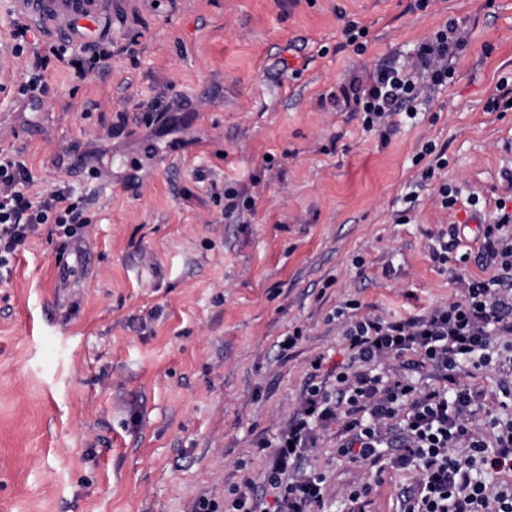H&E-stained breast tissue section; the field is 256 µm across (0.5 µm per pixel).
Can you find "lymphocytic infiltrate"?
<instances>
[{"label":"lymphocytic infiltrate","mask_w":512,"mask_h":512,"mask_svg":"<svg viewBox=\"0 0 512 512\" xmlns=\"http://www.w3.org/2000/svg\"><path fill=\"white\" fill-rule=\"evenodd\" d=\"M29 31L15 25L9 52L17 60L32 56L17 93L33 106L48 92L51 62L79 80L112 64L107 46L76 54L53 45L37 49ZM466 42L458 24L446 22L414 56L354 78L335 99L362 113L365 130L390 134L393 117L412 111L425 87L452 82V61ZM89 224L83 198L36 188L21 156L0 151V275L41 228L64 252L84 241ZM480 258L496 266L491 280L457 277L455 299L422 314L355 320L344 331L347 362L330 366L317 356L295 413L259 444L268 454L261 487L244 482L227 512H320L326 477L303 463L319 431L331 426L338 457L380 472H416L400 512H512V419L482 434L475 420L484 393L464 379L466 366L489 365L496 337L512 335V211L485 225Z\"/></svg>","instance_id":"obj_1"}]
</instances>
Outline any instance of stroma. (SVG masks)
Returning <instances> with one entry per match:
<instances>
[{
	"mask_svg": "<svg viewBox=\"0 0 512 512\" xmlns=\"http://www.w3.org/2000/svg\"><path fill=\"white\" fill-rule=\"evenodd\" d=\"M81 7L112 40L110 70L81 81L55 64L37 112L18 71L0 73V150L20 153L37 187L85 198L90 220L70 288H56L45 232L0 280V512L220 508L260 482L256 445L292 414L310 360L346 362L348 319L405 318L453 300L455 276L492 277L477 254L512 197V112L485 104L512 76V0ZM450 19L467 44L416 119L384 138L326 103ZM350 20L368 29L364 52L344 43ZM428 143L448 165L423 184L412 158ZM71 144L83 165L57 168ZM228 188L253 210L225 213ZM453 224L458 247L432 261ZM308 462L327 476L324 512H347L359 482L375 486L370 512H399L412 483L337 457L331 427Z\"/></svg>",
	"mask_w": 512,
	"mask_h": 512,
	"instance_id": "stroma-1",
	"label": "stroma"
}]
</instances>
